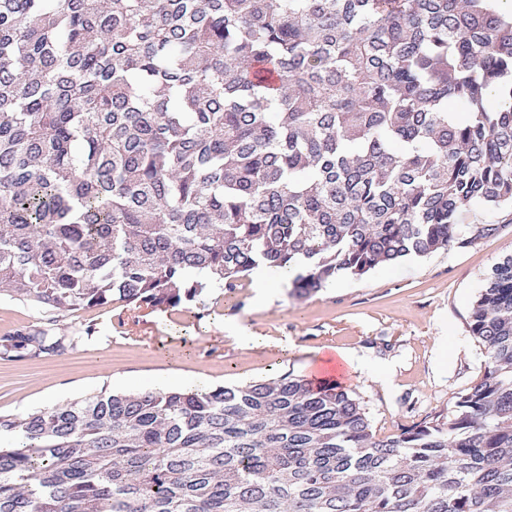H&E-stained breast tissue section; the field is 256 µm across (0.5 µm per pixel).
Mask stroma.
<instances>
[{"label": "stroma", "mask_w": 512, "mask_h": 512, "mask_svg": "<svg viewBox=\"0 0 512 512\" xmlns=\"http://www.w3.org/2000/svg\"><path fill=\"white\" fill-rule=\"evenodd\" d=\"M458 221L498 231L464 249L337 277L307 298L283 287L261 306L249 279L202 317L193 308L136 314L119 304L49 311L1 292L0 337L50 326L70 345L59 355L0 359V413L20 418L104 390L209 389L288 371L306 377L343 351L362 365L342 369L340 382L363 402L377 436L447 415L456 393L486 367L485 350L468 328L470 304L493 265L512 254L511 210L467 209ZM228 320L249 326L255 346L226 331ZM90 325L95 331L87 339ZM389 365L388 380H378L377 370Z\"/></svg>", "instance_id": "35a3bbf8"}]
</instances>
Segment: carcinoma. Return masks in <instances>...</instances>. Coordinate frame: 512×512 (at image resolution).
Wrapping results in <instances>:
<instances>
[{"mask_svg": "<svg viewBox=\"0 0 512 512\" xmlns=\"http://www.w3.org/2000/svg\"><path fill=\"white\" fill-rule=\"evenodd\" d=\"M508 206L495 0H0V284L37 307L205 309L260 265L309 297ZM468 326L484 376L392 436L291 372L0 414V512H512V255Z\"/></svg>", "mask_w": 512, "mask_h": 512, "instance_id": "cac0c4a2", "label": "carcinoma"}]
</instances>
